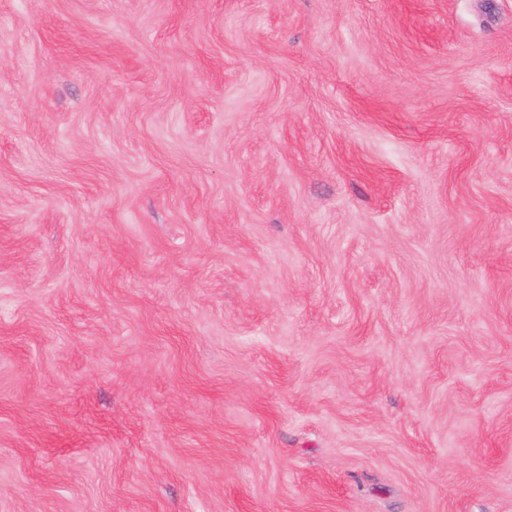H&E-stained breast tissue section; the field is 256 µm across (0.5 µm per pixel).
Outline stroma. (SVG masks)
<instances>
[{
    "label": "stroma",
    "instance_id": "1",
    "mask_svg": "<svg viewBox=\"0 0 512 512\" xmlns=\"http://www.w3.org/2000/svg\"><path fill=\"white\" fill-rule=\"evenodd\" d=\"M0 512H512V0H0Z\"/></svg>",
    "mask_w": 512,
    "mask_h": 512
}]
</instances>
